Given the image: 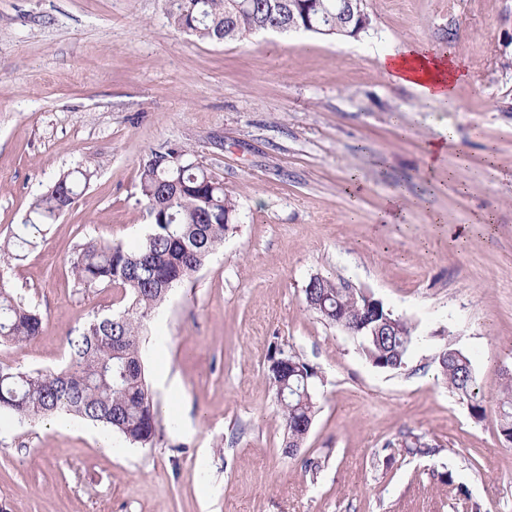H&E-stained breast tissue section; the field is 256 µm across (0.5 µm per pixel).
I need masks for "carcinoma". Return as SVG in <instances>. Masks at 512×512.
Here are the masks:
<instances>
[{"instance_id":"cac0c4a2","label":"carcinoma","mask_w":512,"mask_h":512,"mask_svg":"<svg viewBox=\"0 0 512 512\" xmlns=\"http://www.w3.org/2000/svg\"><path fill=\"white\" fill-rule=\"evenodd\" d=\"M289 0H168V17L179 29L198 40L243 41L259 31L288 33ZM335 0H295L294 18L305 14L334 28L341 22ZM161 146L149 154L140 174L145 207L159 213L150 231L139 241L89 240L77 250L72 263L75 280L86 288L121 289L124 308L96 315L67 339L69 358L55 371L15 372L0 368V414L8 419L35 421L67 413L83 421L100 423L125 442L151 447L157 437L158 409L146 382L141 357L144 322L171 291L191 281L210 255L224 246L235 229L237 202L224 191V182L191 160L182 147L183 163L175 168ZM93 172L78 167L59 177L33 205L36 218L23 224V234L0 241V269L35 245L41 226L55 220L77 203ZM305 294L333 312L325 321L355 336V327L367 320L354 301L359 289L344 279L321 277L307 284ZM392 321L385 336L370 331L383 318ZM369 321V320H367ZM42 319L34 308L17 298L0 272V344L21 346L40 335ZM369 335L357 337L359 351L375 368L399 370L406 364L417 339V328L407 318L381 305L369 321ZM287 369L268 379L274 390L288 384V397L279 401L284 428L282 450L304 443L316 413L313 380L316 368L294 353L283 354ZM439 373L448 388L467 400L480 420L486 407L479 397L472 359L448 343L437 358ZM500 433L512 436V372L504 373L498 398Z\"/></svg>"}]
</instances>
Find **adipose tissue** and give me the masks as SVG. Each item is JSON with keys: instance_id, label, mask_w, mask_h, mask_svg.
Returning <instances> with one entry per match:
<instances>
[{"instance_id": "obj_1", "label": "adipose tissue", "mask_w": 512, "mask_h": 512, "mask_svg": "<svg viewBox=\"0 0 512 512\" xmlns=\"http://www.w3.org/2000/svg\"><path fill=\"white\" fill-rule=\"evenodd\" d=\"M382 63L392 81L415 88L426 100H453L464 77L459 60L422 48L389 54Z\"/></svg>"}]
</instances>
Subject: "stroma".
Masks as SVG:
<instances>
[{"mask_svg": "<svg viewBox=\"0 0 512 512\" xmlns=\"http://www.w3.org/2000/svg\"><path fill=\"white\" fill-rule=\"evenodd\" d=\"M367 4L373 26L357 39L208 43L171 24L166 0H0V238L60 175L93 172L5 272L43 331L0 345V367L59 369L68 336L121 310L119 289L81 287L71 264L87 240L149 232L151 150L189 148L238 204L223 249L147 327L167 336L161 355L142 352L154 447L106 450L96 425L72 417L12 422L0 428V512H463L446 471L483 512H512L497 409L512 371V0ZM414 46L465 63L454 102L387 76L382 56ZM396 195L403 216L388 224ZM315 274L371 290L416 325L404 368L373 367L307 310ZM449 342L473 358L484 419L438 375ZM278 349L319 372L292 457L267 377ZM163 368L181 380L175 396L155 387ZM405 433L430 452L398 448Z\"/></svg>", "mask_w": 512, "mask_h": 512, "instance_id": "1", "label": "stroma"}]
</instances>
